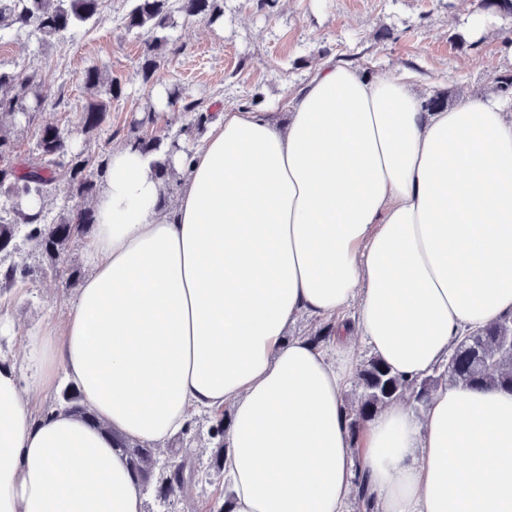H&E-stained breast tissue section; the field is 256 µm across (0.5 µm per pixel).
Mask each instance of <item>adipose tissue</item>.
Returning <instances> with one entry per match:
<instances>
[{
	"label": "adipose tissue",
	"mask_w": 512,
	"mask_h": 512,
	"mask_svg": "<svg viewBox=\"0 0 512 512\" xmlns=\"http://www.w3.org/2000/svg\"><path fill=\"white\" fill-rule=\"evenodd\" d=\"M153 161L112 150L82 285L0 356V512H143L115 437L222 411L233 512H347L360 470L375 512H512V392L442 385L356 439L343 401L352 337L413 380L512 315V98L427 112L408 72L327 61L288 124L215 114L177 189ZM60 369L98 423L35 413ZM328 320L318 319L316 317L310 316L309 314H301L296 322L289 329L288 335L291 336H308L313 329L322 325V323L327 322ZM333 331V326L328 324H323L321 327L313 331L310 338L312 341L317 344L327 343L330 340L331 334Z\"/></svg>",
	"instance_id": "adipose-tissue-1"
}]
</instances>
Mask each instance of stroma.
<instances>
[{
	"instance_id": "obj_1",
	"label": "stroma",
	"mask_w": 512,
	"mask_h": 512,
	"mask_svg": "<svg viewBox=\"0 0 512 512\" xmlns=\"http://www.w3.org/2000/svg\"><path fill=\"white\" fill-rule=\"evenodd\" d=\"M129 0H101L95 22L76 27L48 43L0 31V69L38 71L50 94L38 114L39 126L63 125L92 97L81 75L99 67L104 81L120 82L111 120L86 154H110L129 142L136 121L153 114L154 135H172L187 118L153 100L139 65L142 38L127 31ZM475 0H224L214 24L176 19L166 28L161 50L163 88L179 85L189 98L213 112L246 107L288 120V102L324 61L348 64L382 76L398 67L412 71L416 93L436 91L453 98L486 96L496 79L512 70V51L503 43L512 15L491 12L482 34L468 33ZM75 287L46 274L0 293L22 330L62 315ZM19 335L0 337V355L23 353Z\"/></svg>"
}]
</instances>
